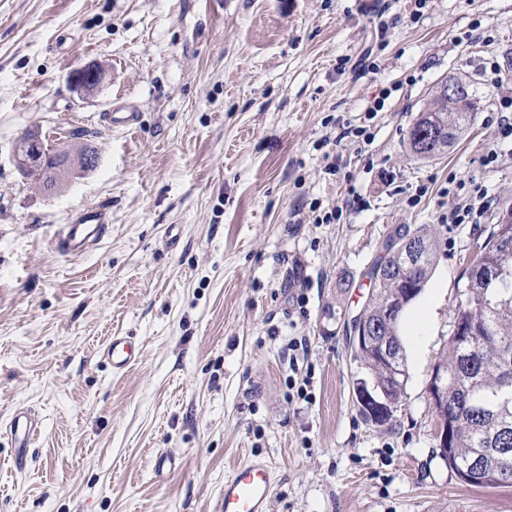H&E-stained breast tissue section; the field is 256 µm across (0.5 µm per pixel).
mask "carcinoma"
I'll return each instance as SVG.
<instances>
[{
	"label": "carcinoma",
	"instance_id": "obj_1",
	"mask_svg": "<svg viewBox=\"0 0 512 512\" xmlns=\"http://www.w3.org/2000/svg\"><path fill=\"white\" fill-rule=\"evenodd\" d=\"M478 101L471 91L458 99L436 97L433 106L419 114L409 129L410 152L424 157L420 136L434 134L445 152L477 114ZM418 240L425 245L420 268L409 269L405 254ZM438 250L436 235L418 227L412 237L398 229L389 235L381 255L369 273L380 271L364 305L369 322L382 320L394 300L406 309L429 280ZM466 282L459 291L453 322L475 324L473 339L466 342L450 335L448 352L435 366L448 387V466L462 464L487 477L481 487L512 484V210L499 216L488 239L478 247L477 262L465 270ZM415 293L408 294V289ZM379 340L388 343L399 359L397 364L379 349H362L352 354L365 370L367 385L385 389L387 407L398 409L408 380L406 352L392 321L382 324ZM509 449L503 454V449Z\"/></svg>",
	"mask_w": 512,
	"mask_h": 512
}]
</instances>
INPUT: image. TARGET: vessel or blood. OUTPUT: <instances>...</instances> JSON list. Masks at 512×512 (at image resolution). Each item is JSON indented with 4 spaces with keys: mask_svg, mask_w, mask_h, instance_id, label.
I'll list each match as a JSON object with an SVG mask.
<instances>
[{
    "mask_svg": "<svg viewBox=\"0 0 512 512\" xmlns=\"http://www.w3.org/2000/svg\"><path fill=\"white\" fill-rule=\"evenodd\" d=\"M109 230L107 211L102 206H88L73 213L50 238L53 250L70 256L84 255L99 243ZM114 373L121 374L138 359L139 348L127 336H114L104 350ZM39 433V422L27 408H16L6 435L12 448L14 468H22L27 452ZM274 486L273 472L267 462L250 459L234 466L224 480L218 512H266Z\"/></svg>",
    "mask_w": 512,
    "mask_h": 512,
    "instance_id": "b4317fda",
    "label": "vessel or blood"
}]
</instances>
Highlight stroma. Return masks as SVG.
<instances>
[{"instance_id":"1","label":"stroma","mask_w":512,"mask_h":512,"mask_svg":"<svg viewBox=\"0 0 512 512\" xmlns=\"http://www.w3.org/2000/svg\"><path fill=\"white\" fill-rule=\"evenodd\" d=\"M90 62L106 82L83 99L69 77ZM453 77L476 117L416 159L408 131ZM510 88L512 0H0V427L19 406L41 421L25 470L0 439V512H215L254 457L274 474L267 512H512L511 485H467L439 457L428 391L467 258L512 208V162H484ZM115 102L135 128L103 121ZM33 126L86 131L96 167L36 190L11 161ZM478 186L481 222L442 223ZM88 205L112 216L100 245L51 249ZM401 226L439 250L401 319L405 396L377 427L353 402L347 321ZM118 333L141 356L116 375ZM160 452L176 467L158 477Z\"/></svg>"}]
</instances>
